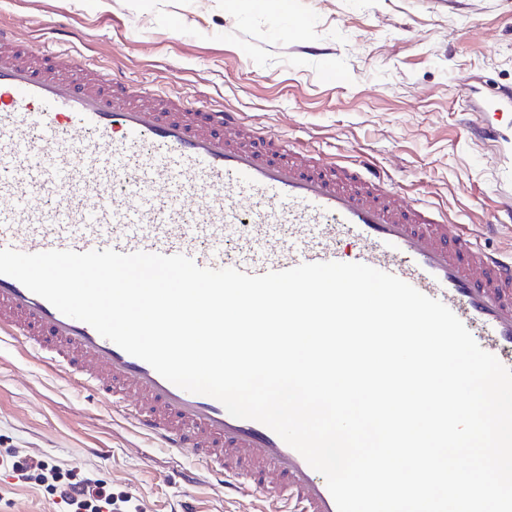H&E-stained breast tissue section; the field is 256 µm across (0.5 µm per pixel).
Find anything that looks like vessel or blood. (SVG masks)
Returning a JSON list of instances; mask_svg holds the SVG:
<instances>
[{
    "label": "vessel or blood",
    "mask_w": 512,
    "mask_h": 512,
    "mask_svg": "<svg viewBox=\"0 0 512 512\" xmlns=\"http://www.w3.org/2000/svg\"><path fill=\"white\" fill-rule=\"evenodd\" d=\"M237 253L225 259L224 245ZM182 254L250 275L363 263L445 304L512 369V259L482 248L367 161L342 166L243 113L190 106L80 54L42 56L0 26V249ZM0 335L205 464L267 512H337L324 476L264 424L231 416L0 275Z\"/></svg>",
    "instance_id": "obj_1"
}]
</instances>
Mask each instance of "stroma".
<instances>
[{
	"instance_id": "obj_1",
	"label": "stroma",
	"mask_w": 512,
	"mask_h": 512,
	"mask_svg": "<svg viewBox=\"0 0 512 512\" xmlns=\"http://www.w3.org/2000/svg\"><path fill=\"white\" fill-rule=\"evenodd\" d=\"M288 2L298 23L286 32L274 0H0V25L242 112L324 160L370 158L449 223H495L479 244L512 256V222L495 221L512 196V103L500 102L512 92V0ZM328 60L342 81L326 78ZM29 457L101 480L128 512H172L186 497L206 512H245L253 501L224 502L201 462L138 435L73 376L0 340V512H61L47 487L12 472Z\"/></svg>"
}]
</instances>
